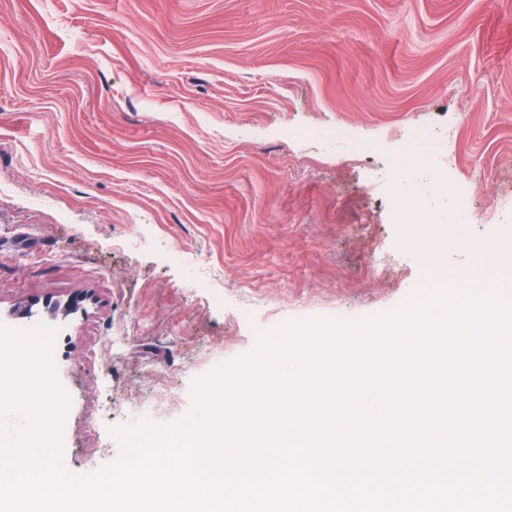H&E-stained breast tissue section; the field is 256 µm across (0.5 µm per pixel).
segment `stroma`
<instances>
[{"label":"stroma","instance_id":"35a3bbf8","mask_svg":"<svg viewBox=\"0 0 512 512\" xmlns=\"http://www.w3.org/2000/svg\"><path fill=\"white\" fill-rule=\"evenodd\" d=\"M440 180L512 244V0H0V325L55 331L72 473L258 333L428 292L398 192Z\"/></svg>","mask_w":512,"mask_h":512}]
</instances>
